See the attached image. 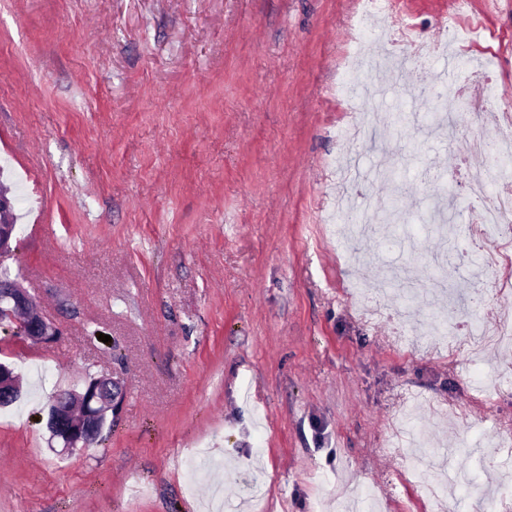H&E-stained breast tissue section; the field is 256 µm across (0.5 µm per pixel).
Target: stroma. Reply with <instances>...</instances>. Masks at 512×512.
<instances>
[{"mask_svg":"<svg viewBox=\"0 0 512 512\" xmlns=\"http://www.w3.org/2000/svg\"><path fill=\"white\" fill-rule=\"evenodd\" d=\"M399 2L444 39L448 0ZM468 2L452 57L354 75L380 123L341 170L358 0H0V268L61 330L0 332L23 386L0 512H201L217 484L222 512H512V346L469 343L512 311V266L447 181L496 130L404 120L452 59L448 93L490 57L512 104V0ZM100 376L125 389L108 438L63 451L51 400Z\"/></svg>","mask_w":512,"mask_h":512,"instance_id":"1","label":"stroma"}]
</instances>
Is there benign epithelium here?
I'll use <instances>...</instances> for the list:
<instances>
[{
    "mask_svg": "<svg viewBox=\"0 0 512 512\" xmlns=\"http://www.w3.org/2000/svg\"><path fill=\"white\" fill-rule=\"evenodd\" d=\"M8 318L16 330L33 344H47L59 335L55 323L38 308V300L15 280L0 282V319ZM19 390L15 375L0 364V404L11 401ZM123 398L122 387L112 377L93 379L82 391H66L54 397L49 429L52 438L70 451L77 444L88 448L97 441L103 415L116 411Z\"/></svg>",
    "mask_w": 512,
    "mask_h": 512,
    "instance_id": "7a95c632",
    "label": "benign epithelium"
}]
</instances>
